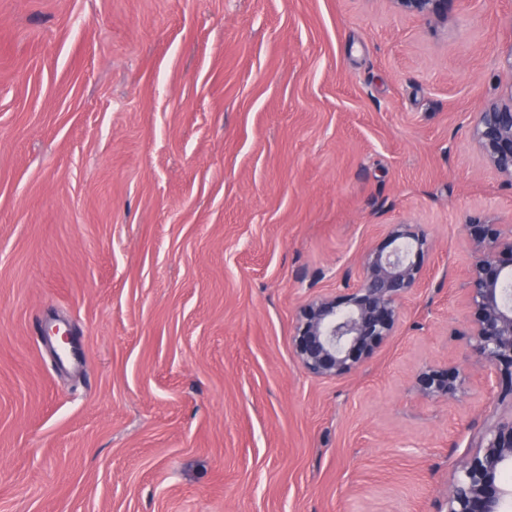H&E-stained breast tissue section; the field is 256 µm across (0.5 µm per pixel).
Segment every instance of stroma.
Masks as SVG:
<instances>
[{
	"instance_id": "stroma-1",
	"label": "stroma",
	"mask_w": 512,
	"mask_h": 512,
	"mask_svg": "<svg viewBox=\"0 0 512 512\" xmlns=\"http://www.w3.org/2000/svg\"><path fill=\"white\" fill-rule=\"evenodd\" d=\"M511 45L512 0H0V512H439L512 414L413 387L471 355L464 224L512 221L470 136ZM387 224L425 282L315 379L297 314ZM398 9L406 14L437 21L448 18V9L454 0H394Z\"/></svg>"
}]
</instances>
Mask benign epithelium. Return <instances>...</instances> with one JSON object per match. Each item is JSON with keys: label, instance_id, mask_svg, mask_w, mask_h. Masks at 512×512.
<instances>
[{"label": "benign epithelium", "instance_id": "1", "mask_svg": "<svg viewBox=\"0 0 512 512\" xmlns=\"http://www.w3.org/2000/svg\"><path fill=\"white\" fill-rule=\"evenodd\" d=\"M406 14L448 19L454 0H394ZM473 143L498 173L512 178V84L498 101L476 113ZM471 255L458 290L468 319L469 346L475 366L498 403L512 404V300L505 284L512 276V224L463 225ZM423 256L426 235L416 224H392L384 243L367 253L358 282L341 298L322 295L303 306L293 334V356L318 379L352 374L383 342L395 335L406 298L423 283V266L409 260L402 246ZM470 379L458 364L419 369L413 387L430 400H453ZM512 466V416L485 427L478 449L448 486L443 512H504L512 485L500 480Z\"/></svg>", "mask_w": 512, "mask_h": 512}]
</instances>
